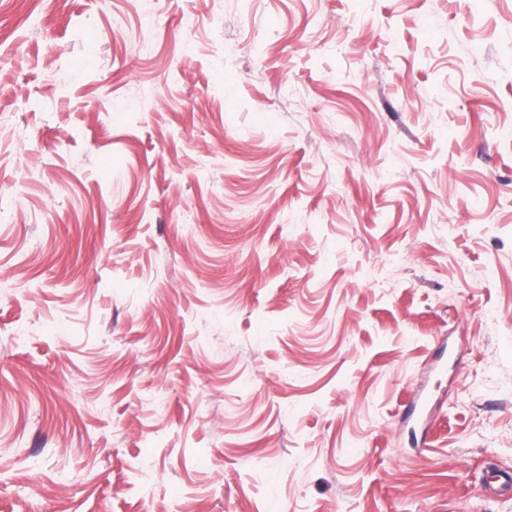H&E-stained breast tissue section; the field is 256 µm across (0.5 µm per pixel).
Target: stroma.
I'll return each mask as SVG.
<instances>
[{
  "label": "stroma",
  "instance_id": "1",
  "mask_svg": "<svg viewBox=\"0 0 512 512\" xmlns=\"http://www.w3.org/2000/svg\"><path fill=\"white\" fill-rule=\"evenodd\" d=\"M496 466L512 0H0V512H512ZM485 489L493 497L512 499V471L496 469L486 483Z\"/></svg>",
  "mask_w": 512,
  "mask_h": 512
}]
</instances>
